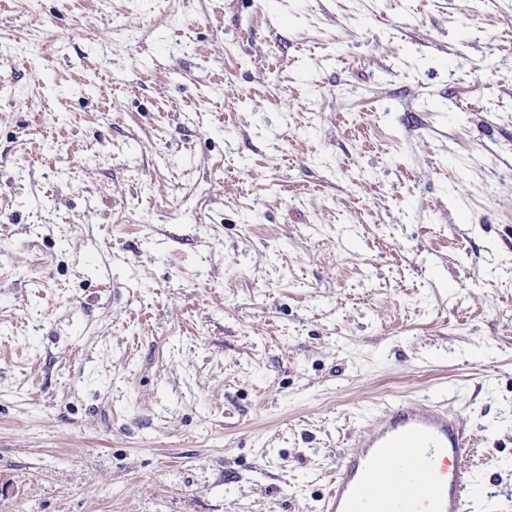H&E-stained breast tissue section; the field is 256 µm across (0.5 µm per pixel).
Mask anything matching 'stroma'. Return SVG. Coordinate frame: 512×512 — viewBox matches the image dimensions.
Here are the masks:
<instances>
[{
    "label": "stroma",
    "mask_w": 512,
    "mask_h": 512,
    "mask_svg": "<svg viewBox=\"0 0 512 512\" xmlns=\"http://www.w3.org/2000/svg\"><path fill=\"white\" fill-rule=\"evenodd\" d=\"M423 397L512 512V0H0V512H322Z\"/></svg>",
    "instance_id": "35a3bbf8"
}]
</instances>
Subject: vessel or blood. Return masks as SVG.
I'll return each instance as SVG.
<instances>
[{"label":"vessel or blood","mask_w":512,"mask_h":512,"mask_svg":"<svg viewBox=\"0 0 512 512\" xmlns=\"http://www.w3.org/2000/svg\"><path fill=\"white\" fill-rule=\"evenodd\" d=\"M470 445L458 417L430 399L372 416L330 482L323 512H475Z\"/></svg>","instance_id":"b4317fda"}]
</instances>
